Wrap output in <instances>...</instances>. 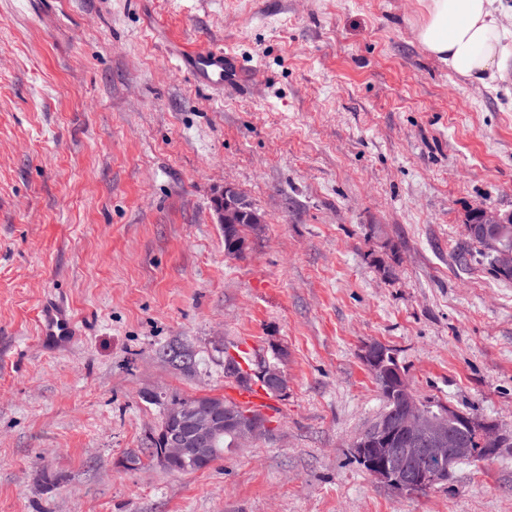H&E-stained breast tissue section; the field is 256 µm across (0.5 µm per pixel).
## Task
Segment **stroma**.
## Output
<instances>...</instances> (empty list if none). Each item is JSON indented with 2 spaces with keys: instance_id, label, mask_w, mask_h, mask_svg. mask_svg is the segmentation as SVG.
<instances>
[{
  "instance_id": "35a3bbf8",
  "label": "stroma",
  "mask_w": 512,
  "mask_h": 512,
  "mask_svg": "<svg viewBox=\"0 0 512 512\" xmlns=\"http://www.w3.org/2000/svg\"><path fill=\"white\" fill-rule=\"evenodd\" d=\"M421 0H0V512H512V447L401 493L353 443L362 359L512 434V279L468 241L512 213V66L427 55ZM243 77L198 84L190 49ZM264 217L224 253L213 199ZM63 302L71 336L40 339ZM249 340L288 387L210 468H127L169 397L228 396ZM178 346L193 356L179 367Z\"/></svg>"
}]
</instances>
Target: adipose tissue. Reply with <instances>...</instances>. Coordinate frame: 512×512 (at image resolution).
Instances as JSON below:
<instances>
[{"mask_svg":"<svg viewBox=\"0 0 512 512\" xmlns=\"http://www.w3.org/2000/svg\"><path fill=\"white\" fill-rule=\"evenodd\" d=\"M504 9L502 0H427L418 42L450 71L490 84L512 58L498 22Z\"/></svg>","mask_w":512,"mask_h":512,"instance_id":"1","label":"adipose tissue"}]
</instances>
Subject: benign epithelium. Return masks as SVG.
<instances>
[{
  "label": "benign epithelium",
  "instance_id": "7a95c632",
  "mask_svg": "<svg viewBox=\"0 0 512 512\" xmlns=\"http://www.w3.org/2000/svg\"><path fill=\"white\" fill-rule=\"evenodd\" d=\"M214 210L218 223L227 227L263 223L262 217L230 185L224 186V193L214 199ZM473 224L475 232L494 251L498 272L512 275V246L500 245L512 224V215L479 208ZM258 374L279 392L287 387L285 375L275 367L265 365ZM400 379L398 408L379 417L354 444L355 457L369 467L376 479L413 489L426 479L434 483L445 480L453 466L471 459L474 449L448 429L450 419L468 420L482 436L487 454L494 456L503 446L506 437L494 422L468 415L449 404L441 407L440 414L432 415L405 376ZM228 431L240 441L265 435L258 419L239 415L224 406L219 397L183 398L164 406L161 424L151 442L158 462L178 472H196L209 468L213 457L223 453L220 444Z\"/></svg>",
  "mask_w": 512,
  "mask_h": 512
}]
</instances>
